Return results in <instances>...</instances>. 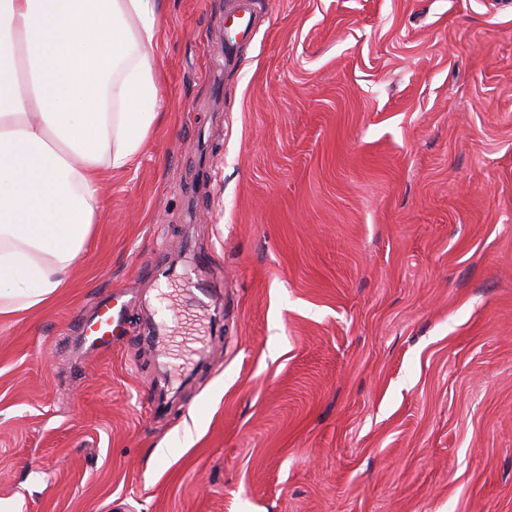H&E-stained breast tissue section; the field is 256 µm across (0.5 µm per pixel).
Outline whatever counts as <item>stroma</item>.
Instances as JSON below:
<instances>
[{"label": "stroma", "instance_id": "35a3bbf8", "mask_svg": "<svg viewBox=\"0 0 512 512\" xmlns=\"http://www.w3.org/2000/svg\"><path fill=\"white\" fill-rule=\"evenodd\" d=\"M162 2L149 138L0 316V506L512 512V0ZM123 291L116 290L97 299L99 311L97 318L85 326V335L92 346L103 348L112 343L124 324L129 301L120 302Z\"/></svg>", "mask_w": 512, "mask_h": 512}]
</instances>
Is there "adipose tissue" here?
Listing matches in <instances>:
<instances>
[{
  "mask_svg": "<svg viewBox=\"0 0 512 512\" xmlns=\"http://www.w3.org/2000/svg\"><path fill=\"white\" fill-rule=\"evenodd\" d=\"M160 0H0V315L61 288L163 107Z\"/></svg>",
  "mask_w": 512,
  "mask_h": 512,
  "instance_id": "ef3b65f1",
  "label": "adipose tissue"
}]
</instances>
